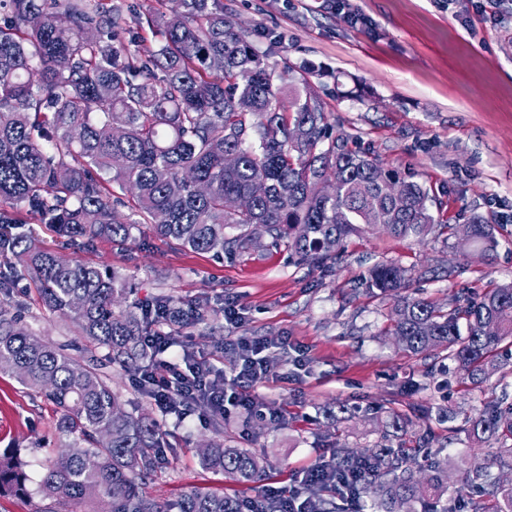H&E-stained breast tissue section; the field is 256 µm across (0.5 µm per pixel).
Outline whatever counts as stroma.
<instances>
[{
    "instance_id": "1",
    "label": "stroma",
    "mask_w": 512,
    "mask_h": 512,
    "mask_svg": "<svg viewBox=\"0 0 512 512\" xmlns=\"http://www.w3.org/2000/svg\"><path fill=\"white\" fill-rule=\"evenodd\" d=\"M269 62L307 65L336 136L357 142L382 166L425 183L447 201L449 223H467L472 212L499 227L493 260L468 254L456 239L426 241L380 231L352 237L327 267L299 263L287 245L265 244L229 260L176 247L141 228L126 246L99 240L88 248H62L45 225L35 235L50 249L125 275L137 298L171 295L182 301L225 298L245 308L246 330L270 342L290 337L308 354L306 368L280 360L257 392L264 427L245 433L244 418L230 412L224 436L253 448L269 462L262 484H242L203 469L199 445L215 433L208 420L164 419L168 449L144 490L173 501L198 488L250 497L262 487L300 484V465L343 444L355 451L376 437L356 420L328 428L321 411L344 404L380 406L406 415L421 428L445 434L430 410L470 411L490 395L512 398V374L493 377L488 390L462 383L452 362L404 352L388 327L393 297H371L363 283L369 267L394 262L426 269L410 292L439 304L466 292L481 293L512 281V0L489 17L475 0H219ZM361 96H349L352 87ZM14 299L23 323L43 340L86 361L101 353L69 319L48 311L29 281ZM231 326L186 331L214 368L232 374L238 359L225 337ZM56 412L0 372V451L12 448L30 464L37 491L49 449H61Z\"/></svg>"
}]
</instances>
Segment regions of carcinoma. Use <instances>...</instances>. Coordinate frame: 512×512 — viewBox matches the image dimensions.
<instances>
[{
	"label": "carcinoma",
	"instance_id": "cac0c4a2",
	"mask_svg": "<svg viewBox=\"0 0 512 512\" xmlns=\"http://www.w3.org/2000/svg\"><path fill=\"white\" fill-rule=\"evenodd\" d=\"M0 372L57 409L56 429L67 443L42 464L45 500L84 502L93 512H244L247 500L205 489L175 501L148 497L143 486L159 464L168 433L147 410H127L104 370L143 371L154 354L142 340L176 310L174 336L214 312L157 295L149 303L119 273L101 270L41 246L15 211L24 209L70 244L107 240L124 246L132 230L183 249L233 259L265 238L284 242L320 268L346 239L382 229L423 240L454 235L447 204L427 185L400 176L377 159L332 137V124L314 91L281 97L280 83L307 82L305 68H278L210 0H180L173 16L147 14L160 35L151 47L126 37L122 14L104 0H0ZM132 194L131 217L112 204L114 189ZM469 246L489 258L495 225L474 213ZM27 277L49 310L77 324L105 349L83 365L21 326L12 288ZM411 270L385 263L369 272V287L397 302L390 334L405 351L435 352L456 365L471 386L504 373L500 348L512 347V282L478 300L435 302L400 295ZM121 302L119 312L113 306ZM334 426L363 417L380 440L363 453L338 448L336 466L364 461L369 472L354 496L371 493L376 512H512V402L490 397L460 427L438 436L414 431L396 411L386 418L339 405L324 410ZM412 434L413 446L389 444V432ZM463 433L470 444L497 448L465 470L464 495L448 487V465L430 461ZM202 465L243 483L264 479L265 455L208 442ZM25 462L0 453V494L31 499ZM315 512H345L344 497L304 485Z\"/></svg>",
	"mask_w": 512,
	"mask_h": 512
}]
</instances>
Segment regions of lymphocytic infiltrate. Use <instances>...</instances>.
I'll return each mask as SVG.
<instances>
[{
    "label": "lymphocytic infiltrate",
    "mask_w": 512,
    "mask_h": 512,
    "mask_svg": "<svg viewBox=\"0 0 512 512\" xmlns=\"http://www.w3.org/2000/svg\"><path fill=\"white\" fill-rule=\"evenodd\" d=\"M148 348L169 352L179 348L181 367L161 371L151 366V398L163 414L195 405L209 412H224L226 406L237 407L240 413L253 415L258 407L256 387L272 373L270 344L257 336H240L236 345L240 351V364L233 380H225L223 373L214 369L207 359L197 356L189 345H177L174 338L163 330L148 331L144 338Z\"/></svg>",
    "instance_id": "f902f5d3"
}]
</instances>
